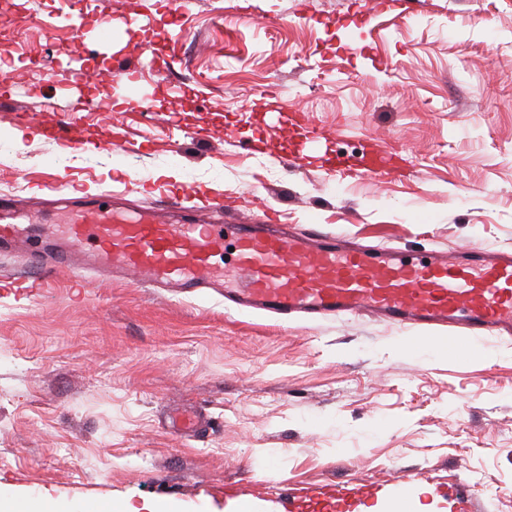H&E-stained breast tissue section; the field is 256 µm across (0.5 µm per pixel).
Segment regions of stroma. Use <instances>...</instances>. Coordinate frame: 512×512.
<instances>
[{
	"label": "stroma",
	"instance_id": "35a3bbf8",
	"mask_svg": "<svg viewBox=\"0 0 512 512\" xmlns=\"http://www.w3.org/2000/svg\"><path fill=\"white\" fill-rule=\"evenodd\" d=\"M92 0L82 34L54 29L58 0H0L18 50L0 95V197L60 224L55 174L124 208L160 194L272 212L370 245L453 252L512 249V0H412L402 15L362 13L378 0ZM147 14L130 28L125 16ZM110 18L111 43L95 38ZM173 27L169 46L160 33ZM165 55L157 75L147 57ZM137 68L127 84L114 69ZM141 97L144 109L117 100ZM97 109L91 146L38 135L40 115ZM307 121L320 141H260L272 114ZM126 139V151L102 149ZM398 155L378 178H342L337 159L366 139ZM307 148L314 161L289 158ZM406 332L338 317L288 325L225 309L216 297L64 275L23 297L0 290V497L172 512H298L311 489L376 483L351 512L385 505L390 487L433 512L466 491L483 512H512V340L466 359L409 350ZM199 416L197 433L174 420Z\"/></svg>",
	"mask_w": 512,
	"mask_h": 512
}]
</instances>
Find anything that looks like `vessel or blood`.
Listing matches in <instances>:
<instances>
[{
    "instance_id": "1",
    "label": "vessel or blood",
    "mask_w": 512,
    "mask_h": 512,
    "mask_svg": "<svg viewBox=\"0 0 512 512\" xmlns=\"http://www.w3.org/2000/svg\"><path fill=\"white\" fill-rule=\"evenodd\" d=\"M39 133L66 147L84 148L87 134L70 113L42 120ZM386 158L355 157L349 176H383ZM112 195L86 197L83 209L54 236L53 250L32 247L44 231L18 223L15 208L0 206V244L27 246L30 287H46L57 272L74 282L88 277L125 280L195 297L224 291L232 307L281 320L369 317L399 329L450 331V350L467 357L491 336L512 334V252L470 245L454 253L411 255L393 246L356 243L340 232L310 225L302 233L267 224H216L202 203L181 224L139 215L120 224ZM234 245L232 266L222 263Z\"/></svg>"
}]
</instances>
